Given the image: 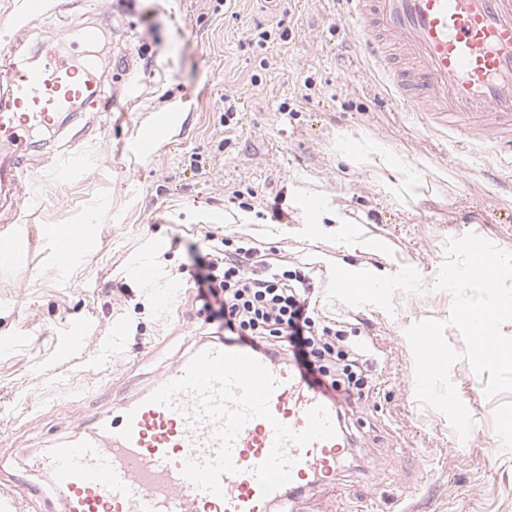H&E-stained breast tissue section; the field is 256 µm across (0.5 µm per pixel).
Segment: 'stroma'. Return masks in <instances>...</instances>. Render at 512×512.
Wrapping results in <instances>:
<instances>
[{
	"instance_id": "stroma-1",
	"label": "stroma",
	"mask_w": 512,
	"mask_h": 512,
	"mask_svg": "<svg viewBox=\"0 0 512 512\" xmlns=\"http://www.w3.org/2000/svg\"><path fill=\"white\" fill-rule=\"evenodd\" d=\"M53 28L19 26L24 0H0V47L22 39L70 43L96 22L99 51L129 56L133 68L98 69L103 96L117 97L107 128L96 102L62 113L27 152L43 189L17 210L0 208V234L20 233L23 256L0 272V481L77 432L70 416L84 390L92 415L144 394L172 364L213 340L210 311L194 299L189 247L213 235L229 247L255 242L290 271L320 270V310L373 359L370 393L347 424L351 469L287 501V512H512V393L486 397L485 377L467 361L450 379L473 427L459 440L447 418L421 407L410 385L415 362L405 332L443 320L452 297L435 284L447 240L475 225L512 251V188L478 177L485 153L449 158L446 137L427 135L393 109L383 85L362 79L337 0H114L91 13L58 0ZM273 22L266 45L249 43L256 22ZM238 103L224 118V99ZM184 112V127L151 152L132 151L159 112ZM87 165L57 181L60 154ZM241 191L232 203V191ZM320 206L304 218L301 204ZM280 204L285 219L266 213ZM82 226L87 244L60 268L56 233ZM155 274L133 278L140 263ZM386 280L352 308L337 303V266ZM170 288L169 309L155 302ZM122 335L112 338L113 323ZM84 327L83 349L71 333Z\"/></svg>"
}]
</instances>
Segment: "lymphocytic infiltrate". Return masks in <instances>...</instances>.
<instances>
[{"label":"lymphocytic infiltrate","mask_w":512,"mask_h":512,"mask_svg":"<svg viewBox=\"0 0 512 512\" xmlns=\"http://www.w3.org/2000/svg\"><path fill=\"white\" fill-rule=\"evenodd\" d=\"M194 261L196 299L204 309H217L215 330L225 343L288 357L335 406L339 419L367 399V358L358 347L333 340V328L319 319L316 267L295 275L278 271L249 243L230 251L211 244Z\"/></svg>","instance_id":"f902f5d3"}]
</instances>
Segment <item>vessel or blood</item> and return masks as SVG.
<instances>
[{
	"label": "vessel or blood",
	"mask_w": 512,
	"mask_h": 512,
	"mask_svg": "<svg viewBox=\"0 0 512 512\" xmlns=\"http://www.w3.org/2000/svg\"><path fill=\"white\" fill-rule=\"evenodd\" d=\"M351 45L366 55L365 77L385 73L395 105L412 112L425 130H453L467 151L496 148L493 164L512 170V0H341ZM100 38L91 27L79 31L80 54L50 49L27 55L20 44L0 53V69L9 78L0 95V140L15 154L0 164V194L16 201L30 198L32 188L21 157L29 134L49 129L56 114L75 102L100 95L94 60L86 52ZM184 122L180 112L157 115L136 148L146 151L159 134ZM61 266L83 252V236L54 239ZM17 235L0 236V267L19 261ZM336 298L355 307L369 286L346 269L337 270ZM277 386L271 419L250 420L232 447L235 473L221 478V495L198 489L183 474L187 459L208 460L218 443L211 423L190 424L183 409H195L196 395L180 396V410L149 402L147 397L117 407L115 417L86 424L80 439L63 438L32 458L30 470L44 475L60 512H270L282 493L263 494L254 469L269 456L273 422L293 430L308 424V412L324 404L320 391L295 372L288 361L265 360ZM348 443L342 434L308 445L288 444L295 459L290 488L303 489L334 480L343 466ZM15 491H0V512H16L18 499L44 504L40 485L16 476Z\"/></svg>",
	"instance_id": "obj_1"
}]
</instances>
